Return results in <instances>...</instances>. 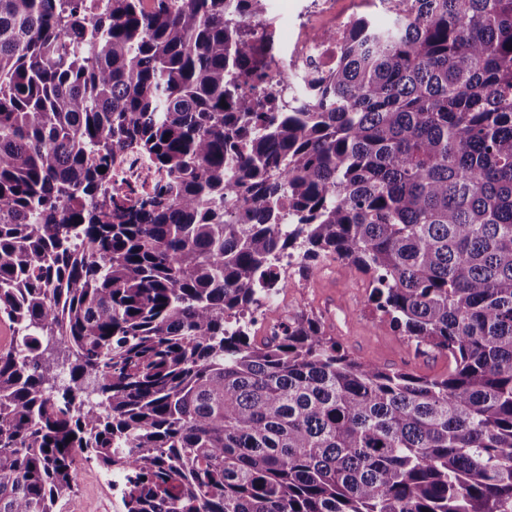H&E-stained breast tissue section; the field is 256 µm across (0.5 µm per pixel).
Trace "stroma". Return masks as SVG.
<instances>
[{"instance_id":"obj_1","label":"stroma","mask_w":512,"mask_h":512,"mask_svg":"<svg viewBox=\"0 0 512 512\" xmlns=\"http://www.w3.org/2000/svg\"><path fill=\"white\" fill-rule=\"evenodd\" d=\"M312 0H269V16L280 17L272 34L279 49H287ZM280 295L268 301L274 317L304 312L319 319L326 332L361 362L400 369L420 376H439L448 371V359L433 350L417 347L389 324L374 318L367 304L368 281L360 272L340 270L330 261L310 267L304 274H290ZM112 476L96 462H84L75 475L74 491L61 512H117Z\"/></svg>"}]
</instances>
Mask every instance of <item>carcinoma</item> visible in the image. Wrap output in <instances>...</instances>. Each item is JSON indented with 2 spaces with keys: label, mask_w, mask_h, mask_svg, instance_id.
Listing matches in <instances>:
<instances>
[{
  "label": "carcinoma",
  "mask_w": 512,
  "mask_h": 512,
  "mask_svg": "<svg viewBox=\"0 0 512 512\" xmlns=\"http://www.w3.org/2000/svg\"><path fill=\"white\" fill-rule=\"evenodd\" d=\"M152 2L0 0V512L79 458L122 512H512V0H381L294 101L268 0ZM123 154L165 180L112 186ZM285 255L448 373L255 336Z\"/></svg>",
  "instance_id": "cac0c4a2"
}]
</instances>
